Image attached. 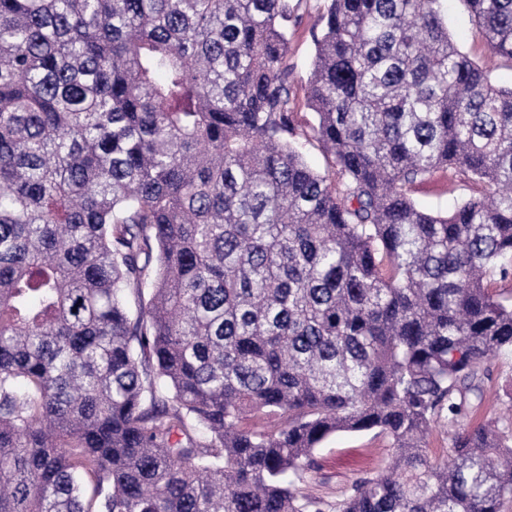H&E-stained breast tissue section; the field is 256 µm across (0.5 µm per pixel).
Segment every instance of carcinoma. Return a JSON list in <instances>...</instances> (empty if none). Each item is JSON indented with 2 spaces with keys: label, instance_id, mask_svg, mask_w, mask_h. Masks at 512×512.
Wrapping results in <instances>:
<instances>
[{
  "label": "carcinoma",
  "instance_id": "carcinoma-1",
  "mask_svg": "<svg viewBox=\"0 0 512 512\" xmlns=\"http://www.w3.org/2000/svg\"><path fill=\"white\" fill-rule=\"evenodd\" d=\"M306 2L0 0V512H327L367 431L333 512L512 508V87L447 0H322L301 126ZM461 2L512 61V0ZM316 1L310 0L308 2L310 5L307 7V13H305L302 24L290 39L288 52V63L293 66L298 80V84L295 87L300 104L296 112H298V121L302 125L312 121L313 118L312 110L305 105L304 85L311 71L315 56L314 35H319L321 28L315 11ZM448 30L462 52L468 53L474 60L486 63L496 82L503 85L512 84L510 64L488 56L484 49L478 47L477 27L471 17L457 0H448ZM469 191L464 187L452 185L441 173L430 181L416 187L414 199L422 206L442 213H450L467 196ZM489 376L485 379V392L488 408L484 416L495 419L498 414L496 407H490L497 393L504 395L512 384V353L496 355L489 362ZM388 441L373 432H340L314 451L315 466L305 477V488L334 502L352 482L379 470L390 457Z\"/></svg>",
  "mask_w": 512,
  "mask_h": 512
}]
</instances>
